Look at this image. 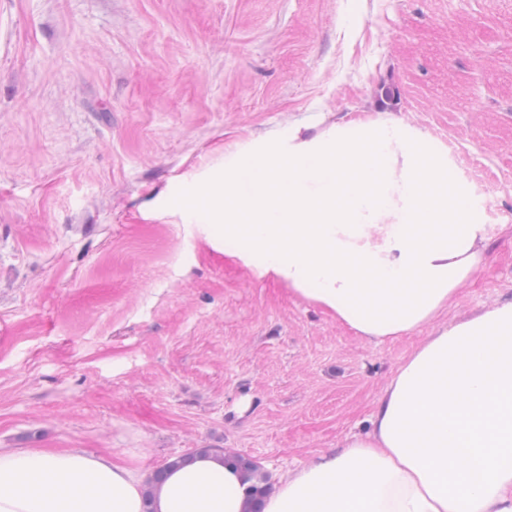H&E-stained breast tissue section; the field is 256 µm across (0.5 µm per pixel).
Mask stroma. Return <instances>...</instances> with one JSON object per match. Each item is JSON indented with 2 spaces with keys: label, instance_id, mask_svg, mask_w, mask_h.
Returning <instances> with one entry per match:
<instances>
[{
  "label": "stroma",
  "instance_id": "obj_1",
  "mask_svg": "<svg viewBox=\"0 0 512 512\" xmlns=\"http://www.w3.org/2000/svg\"><path fill=\"white\" fill-rule=\"evenodd\" d=\"M447 152L512 299V0H0V448L277 475L360 432L372 344L165 208L252 140L366 116Z\"/></svg>",
  "mask_w": 512,
  "mask_h": 512
}]
</instances>
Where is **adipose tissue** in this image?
I'll return each instance as SVG.
<instances>
[{
    "instance_id": "1",
    "label": "adipose tissue",
    "mask_w": 512,
    "mask_h": 512,
    "mask_svg": "<svg viewBox=\"0 0 512 512\" xmlns=\"http://www.w3.org/2000/svg\"><path fill=\"white\" fill-rule=\"evenodd\" d=\"M472 192L431 141L355 121L232 154L169 198L370 343L430 328L361 433L283 474L262 512H512V300L443 318L485 265ZM216 455L171 467L144 500L133 466L83 448H0V512H246Z\"/></svg>"
}]
</instances>
